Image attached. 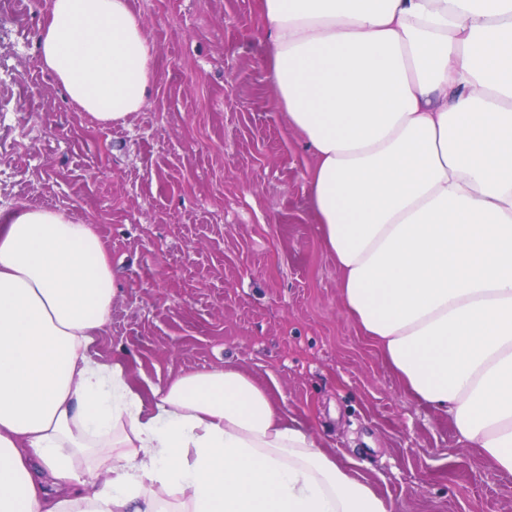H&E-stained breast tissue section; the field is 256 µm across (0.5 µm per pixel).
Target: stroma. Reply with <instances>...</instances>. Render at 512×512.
<instances>
[{
	"label": "stroma",
	"instance_id": "1",
	"mask_svg": "<svg viewBox=\"0 0 512 512\" xmlns=\"http://www.w3.org/2000/svg\"><path fill=\"white\" fill-rule=\"evenodd\" d=\"M156 48L142 111L104 126L38 58L50 0L0 11V208L94 225L112 321L94 346L152 383L231 363L352 460L392 512H512V478L458 443L357 328L266 78L255 0H132Z\"/></svg>",
	"mask_w": 512,
	"mask_h": 512
}]
</instances>
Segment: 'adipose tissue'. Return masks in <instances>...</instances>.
<instances>
[{"label": "adipose tissue", "mask_w": 512, "mask_h": 512, "mask_svg": "<svg viewBox=\"0 0 512 512\" xmlns=\"http://www.w3.org/2000/svg\"><path fill=\"white\" fill-rule=\"evenodd\" d=\"M256 5L345 312L512 477V0ZM38 45L103 125L156 81L132 0H51ZM115 291L93 225L0 209V512H392L238 368L143 385L93 352Z\"/></svg>", "instance_id": "ef3b65f1"}]
</instances>
